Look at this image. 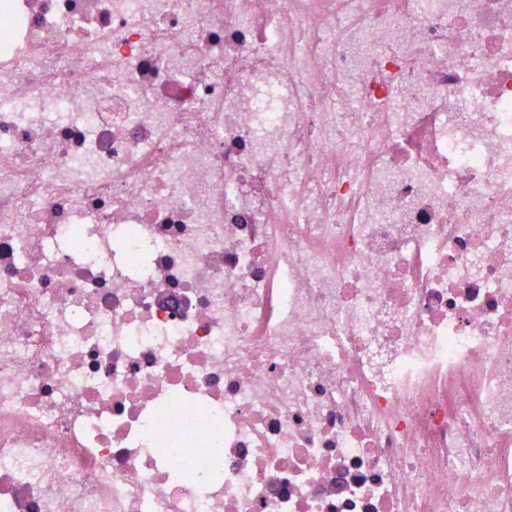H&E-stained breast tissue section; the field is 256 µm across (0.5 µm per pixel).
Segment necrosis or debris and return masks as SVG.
<instances>
[{
  "mask_svg": "<svg viewBox=\"0 0 512 512\" xmlns=\"http://www.w3.org/2000/svg\"><path fill=\"white\" fill-rule=\"evenodd\" d=\"M0 512H512V0H0Z\"/></svg>",
  "mask_w": 512,
  "mask_h": 512,
  "instance_id": "4bbe7bcc",
  "label": "necrosis or debris"
}]
</instances>
